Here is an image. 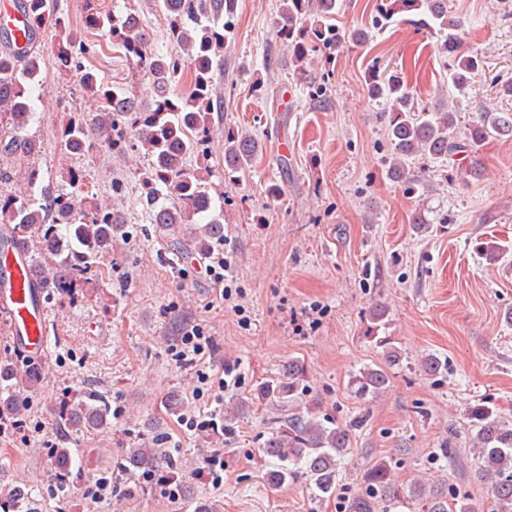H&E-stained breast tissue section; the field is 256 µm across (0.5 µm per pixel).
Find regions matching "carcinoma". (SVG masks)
<instances>
[{"label": "carcinoma", "instance_id": "carcinoma-1", "mask_svg": "<svg viewBox=\"0 0 512 512\" xmlns=\"http://www.w3.org/2000/svg\"><path fill=\"white\" fill-rule=\"evenodd\" d=\"M85 24L90 29L104 26L97 9L98 0H86ZM238 0H161L162 11L170 17L173 40L191 66L190 91L185 95L170 92L176 80L178 65L160 54H147L138 22L129 16L123 22H112L108 35L122 43L126 53L144 63L154 89L151 102L145 104L131 96L118 95L106 89L96 74L83 70L75 53H84V44L69 35L67 45L60 48L61 59L80 73L82 90L103 104L100 111L73 119L63 129L62 138L71 153L82 151L91 138L121 149L133 135L148 150L151 162L142 178L145 200L151 220L164 224L174 232L183 224L198 219L188 245L204 251L213 240L224 237V224L211 216V185L197 169L185 165V158L207 140L213 125L214 68L230 36L231 21ZM18 6L29 15L32 27L23 38L32 42L46 24L62 26L57 16L56 0H19ZM338 0H281L279 36L288 48L294 66L302 68L315 47L335 49L347 42L365 39L363 30H342L333 23ZM399 13L422 15L429 25L448 32L441 50L453 57L448 82L462 89L469 76L482 66L477 52L462 46L456 36L464 21L448 14L447 0H380L375 22L391 20ZM4 46L0 48V112L9 115L16 129H23L31 116L30 93L39 74V58L26 51L11 49L12 34L3 30ZM368 94L391 105L388 134L392 146L390 177H407L406 159L412 155H428L441 159L455 157L493 139L512 135V112H488L462 137L452 134L454 112L458 101L442 95L431 107L421 110L411 104V90L398 75H374ZM261 145L251 134L229 129L224 132V164L227 172L238 173L251 166ZM37 152L35 141L0 138V154L29 156ZM171 197L168 206H157L161 190ZM39 207L17 197L0 199V211L9 213L13 232L23 239L27 251L41 258L36 270L41 287L71 288L95 271L100 256L112 252V244L126 233L118 214L93 207L87 212L79 208L74 195L44 189ZM384 365L366 366L355 375L357 391L362 396H377L389 382L385 365L398 358L388 337L379 339ZM303 367L288 362L283 375L259 387V398L274 400L285 412L280 426L266 441L264 453L279 465L268 474V482L280 485L289 479L304 477L314 494L328 498L336 491L338 466L351 446V426L320 419L316 403L297 405L298 376ZM38 367L24 371L6 363L0 364V411L17 416L24 404L15 396L21 384L42 381ZM111 406L108 399L89 392L72 404L60 417L64 425L100 430L109 424ZM476 434L474 453L480 461L479 476L486 481L495 508L493 512H512V423L497 418L483 408L474 411ZM170 462L163 448H130L122 468L130 475ZM389 464L375 463L365 474L367 491L374 498L392 501L399 492L388 483ZM411 497L420 501L421 512H448L444 492L426 491L416 484Z\"/></svg>", "mask_w": 512, "mask_h": 512}]
</instances>
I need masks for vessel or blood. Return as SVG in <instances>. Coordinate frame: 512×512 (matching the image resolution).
I'll return each mask as SVG.
<instances>
[{
	"instance_id": "1",
	"label": "vessel or blood",
	"mask_w": 512,
	"mask_h": 512,
	"mask_svg": "<svg viewBox=\"0 0 512 512\" xmlns=\"http://www.w3.org/2000/svg\"><path fill=\"white\" fill-rule=\"evenodd\" d=\"M27 19L13 0H0V25L25 29ZM9 238L7 253L0 257V319L7 322L15 346L41 355L47 345L48 319L30 259L22 241L12 236L9 225H0Z\"/></svg>"
}]
</instances>
